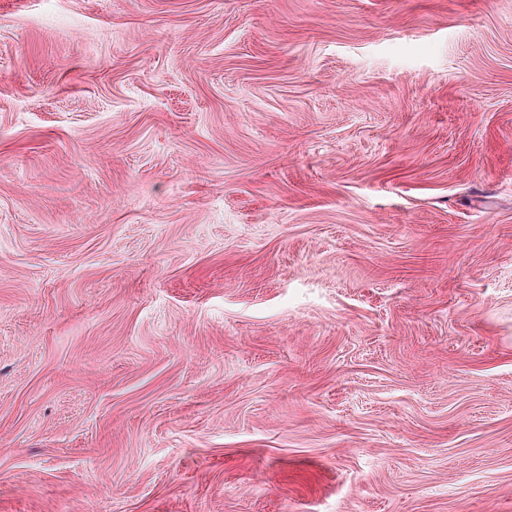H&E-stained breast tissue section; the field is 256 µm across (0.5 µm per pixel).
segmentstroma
Here are the masks:
<instances>
[{"label":"stroma","instance_id":"obj_1","mask_svg":"<svg viewBox=\"0 0 512 512\" xmlns=\"http://www.w3.org/2000/svg\"><path fill=\"white\" fill-rule=\"evenodd\" d=\"M0 512H512V0H0Z\"/></svg>","mask_w":512,"mask_h":512}]
</instances>
